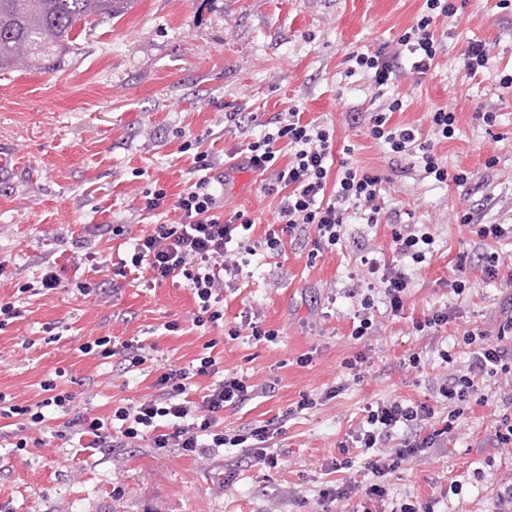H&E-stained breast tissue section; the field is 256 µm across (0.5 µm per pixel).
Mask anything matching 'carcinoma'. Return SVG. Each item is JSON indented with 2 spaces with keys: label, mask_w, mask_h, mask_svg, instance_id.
I'll list each match as a JSON object with an SVG mask.
<instances>
[{
  "label": "carcinoma",
  "mask_w": 512,
  "mask_h": 512,
  "mask_svg": "<svg viewBox=\"0 0 512 512\" xmlns=\"http://www.w3.org/2000/svg\"><path fill=\"white\" fill-rule=\"evenodd\" d=\"M135 0H0V69L46 68L66 48L77 22L102 21L132 9Z\"/></svg>",
  "instance_id": "obj_1"
}]
</instances>
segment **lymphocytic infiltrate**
Masks as SVG:
<instances>
[{
  "mask_svg": "<svg viewBox=\"0 0 512 512\" xmlns=\"http://www.w3.org/2000/svg\"><path fill=\"white\" fill-rule=\"evenodd\" d=\"M426 8V13L400 39L401 45L414 55L413 68L421 75L429 70L441 47L432 29V11L437 9L447 16L454 13L448 0H426ZM401 108L402 102L396 98L388 109L371 113L369 136L392 153L416 158L424 171L434 175L438 182L466 181V172L452 174L440 166L435 152L437 143L454 134V113L444 109L433 112L432 136L425 140L418 128L392 124L393 113ZM281 142L286 143L291 153L283 166L278 163L277 145ZM244 153L246 168L267 175L269 189L279 194L280 223L290 227L314 226V247L340 241L349 210L367 209L370 222H377L382 180L348 163H335L333 130L302 122L300 113L292 112L280 120L276 132L249 142ZM214 168L211 154L196 152L193 169L199 177L177 197H169L162 188L147 191L146 211L170 204L180 211L181 217L177 223L159 224L152 233L135 237L127 256L112 266V275L118 279L126 278L129 269L134 268L146 270L149 283L154 285L174 278L184 280L197 301L195 322L200 326L223 319L224 291L233 287L243 271L239 262L241 252L266 251L279 255L285 251L283 238L273 231L262 240L249 241L247 233L253 221L245 212L225 215L224 201L210 175ZM382 283L378 289L369 278L363 277L354 288L353 293L360 301L354 312L359 324L354 327L353 336H364L372 328L374 294H381L390 315L401 316L410 286L408 277L392 266ZM463 341L472 348L467 364L449 371L438 389L448 404L447 418H440L437 407L428 403L403 399L382 402L369 409L365 425L347 433L340 443L341 457L333 461L332 468L336 471L352 468L357 450H374L368 468L376 478L375 483L365 487L349 479L339 485L324 486L318 492L321 502L357 496L361 499L362 512H387L386 477L402 461L420 456L451 433L460 415V403L478 396L487 375L504 376L506 390L501 401L508 409L494 426L492 442L498 447L512 445V314L504 317L496 338H488L476 328L466 332ZM201 376L211 377L212 382L201 399L195 400L190 393L196 378ZM154 386L153 397L114 410L111 420L120 423L114 434L108 429L109 420L74 412L72 394L58 390L51 379L41 385L46 398L33 404H19L0 393V419L14 421L17 430L23 431L43 423L44 408L52 406L63 418V426L70 436L88 439L93 448H122L146 436L156 448H178L198 456L210 448L240 446L257 464L278 468L279 458L270 452L269 442L282 433L287 415L275 416L243 433L233 434L224 428L225 408L239 407L258 394L245 377L219 376L216 359L207 356L195 367H160ZM399 431L404 434L399 448L384 452V444Z\"/></svg>",
  "mask_w": 512,
  "mask_h": 512,
  "instance_id": "obj_1",
  "label": "lymphocytic infiltrate"
}]
</instances>
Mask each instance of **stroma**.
Here are the masks:
<instances>
[{"label": "stroma", "instance_id": "35a3bbf8", "mask_svg": "<svg viewBox=\"0 0 512 512\" xmlns=\"http://www.w3.org/2000/svg\"><path fill=\"white\" fill-rule=\"evenodd\" d=\"M453 16L437 15L432 28L442 48L426 78L401 54L388 85L353 69L349 56L399 38L425 10V0H136L126 14L73 32L50 69L0 70V147L14 167L0 171V300L21 315L0 328V392L18 403L45 397L40 384L56 379L73 393L79 412L107 419L126 400L153 393L146 366L123 356L81 353L100 336L152 345L158 365L185 366L216 358L224 374L243 375L273 391L224 411V426L245 430L281 414L301 396L317 407L288 420L274 452L291 465L269 470L245 451L227 448L206 458L140 439L126 448H81L50 426L25 432L27 448L0 446V512H325L318 499L326 484L374 476L366 456L350 470L333 472L331 460L365 406L392 399L434 403L446 372L441 353L455 365L468 359L466 331L497 334L512 302L504 281L482 282L458 273L459 252L498 253L512 266V237L479 240L474 224L512 225V8L498 0H451ZM474 41L490 49L486 69L470 75L463 65ZM403 107L393 123L429 138L430 114L455 115V133L436 147L449 172L468 181L441 183L415 159L397 157L366 134L370 112L393 98ZM333 128L336 161L383 177L377 223L363 213L348 217L338 244L313 251L314 230L283 233L285 255L241 253L246 278L224 293L221 326H196L197 305L184 283L147 287L140 275L113 281L108 265L84 256L116 257L119 246L176 222L167 210H144L156 185L184 188L199 143L224 166V211L247 212L251 240L279 230V195L244 166L248 142L273 131L288 112ZM495 113L486 125L481 111ZM236 112L239 122L227 121ZM430 232L435 242L421 264L399 267L411 285L403 316L376 309L369 335L352 334L356 299L350 293L362 257L391 264L396 234ZM55 267L57 288L37 296L35 285ZM463 278V294L451 280ZM109 291L108 302L80 294L78 283ZM444 307L448 324L435 335L415 332L413 319ZM257 312L274 341L240 334V314ZM178 321L172 333L165 325ZM366 354L371 364L353 381L345 363ZM420 358L419 367L407 364ZM340 387L336 398L324 394ZM486 404H468L448 442L410 459L387 478L397 499L434 500L435 512H492L496 494L512 476V447L489 441L504 408L493 377H485ZM236 472L225 484V472ZM458 491H451V482Z\"/></svg>", "mask_w": 512, "mask_h": 512}]
</instances>
